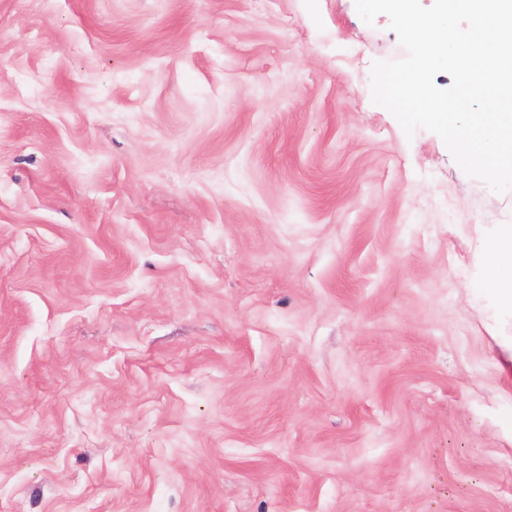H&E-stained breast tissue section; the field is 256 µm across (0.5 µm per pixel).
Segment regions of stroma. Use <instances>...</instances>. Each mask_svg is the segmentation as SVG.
Returning a JSON list of instances; mask_svg holds the SVG:
<instances>
[{
	"mask_svg": "<svg viewBox=\"0 0 512 512\" xmlns=\"http://www.w3.org/2000/svg\"><path fill=\"white\" fill-rule=\"evenodd\" d=\"M355 0H0V512H512V192L372 101ZM501 226L485 249L482 288L491 292L501 307L512 310V225Z\"/></svg>",
	"mask_w": 512,
	"mask_h": 512,
	"instance_id": "1",
	"label": "stroma"
}]
</instances>
